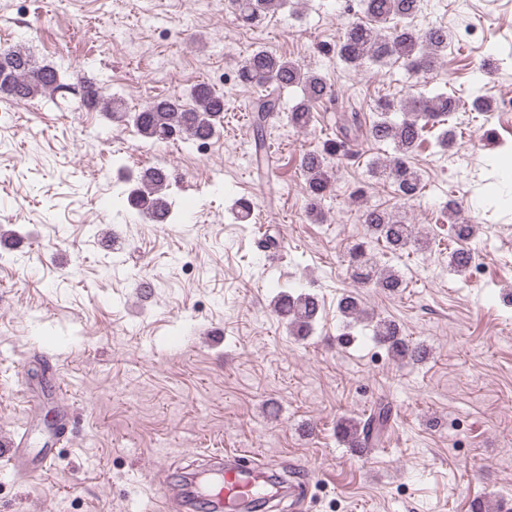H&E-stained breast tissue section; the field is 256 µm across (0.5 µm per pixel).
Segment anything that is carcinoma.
Here are the masks:
<instances>
[{"instance_id":"obj_1","label":"carcinoma","mask_w":512,"mask_h":512,"mask_svg":"<svg viewBox=\"0 0 512 512\" xmlns=\"http://www.w3.org/2000/svg\"><path fill=\"white\" fill-rule=\"evenodd\" d=\"M238 20L251 26L267 13L282 9L285 0H232ZM366 20L352 22L336 44V56L348 68L361 70L369 63L386 60L402 62L415 73H428L441 63L442 53L448 48V29L441 25L418 27L414 20L422 11V0H362ZM237 81L258 89L249 105L251 112L252 150L259 177L269 194L275 193L276 164L266 136V121L279 110L281 91L297 87L301 96L287 113L288 123L305 130L315 121L318 103L331 94L322 74L310 67L266 50L253 52L237 71ZM77 92L79 100L91 102L90 110L105 108L115 118L133 124L137 134L153 143H164L177 137L193 143L211 140L224 124L226 101L208 84L198 83L182 95L156 98L141 110L128 113L119 100L109 97L93 81H82L79 87L65 84L59 71L49 65H40L23 47L0 48V95L16 101L31 100L38 96L57 102L60 92ZM466 110L465 103L452 93L431 96L412 94L403 103L380 98L374 105L376 118L366 117L355 108L336 113V138L329 139L320 150L307 151L300 158V169L306 178L310 198L308 216L322 219L318 210L321 200L330 192L332 181L325 156H350L349 150L361 139L377 144L394 146L393 157L372 163V172L386 178L396 186L405 200L417 198L422 190L418 170L410 163L411 154L425 141L428 127H443L437 146L451 149L456 146V126L452 123L456 113ZM168 174L162 168L150 167L143 171L139 186L128 194L112 197V210L116 213L130 208L138 211L155 224L172 221L173 208L168 195ZM369 236L380 241L391 253H401L420 241L414 224H407L394 214L376 208L362 212ZM474 226L452 220L448 236L457 248L448 255V268L464 272L475 263L474 253L467 243ZM352 257H360L353 267L352 276L360 284H371L387 292H397L403 280L393 270H381L366 256L364 244L352 248ZM342 315L357 320L363 315L358 297L341 298ZM320 311L316 297L307 293L297 295L281 292L275 300V312L288 322L294 336H306L312 329ZM373 338L393 358L405 362H419L427 349L402 336L400 328L390 320H378L372 329ZM396 420L393 406L386 399L374 403L362 420L342 419L337 431L343 440L355 448H379L388 430Z\"/></svg>"}]
</instances>
